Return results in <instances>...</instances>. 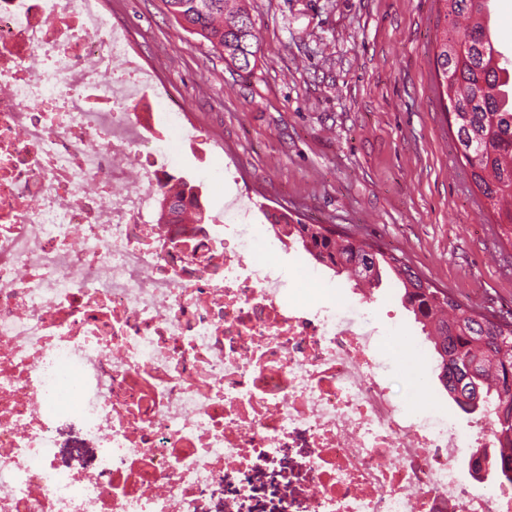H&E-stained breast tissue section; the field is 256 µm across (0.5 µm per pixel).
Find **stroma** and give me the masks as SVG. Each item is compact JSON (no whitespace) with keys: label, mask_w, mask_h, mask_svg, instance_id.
Masks as SVG:
<instances>
[{"label":"stroma","mask_w":512,"mask_h":512,"mask_svg":"<svg viewBox=\"0 0 512 512\" xmlns=\"http://www.w3.org/2000/svg\"><path fill=\"white\" fill-rule=\"evenodd\" d=\"M104 7L210 137V159L197 167L170 131L175 175L199 186L207 211L230 195L249 202L261 225L253 257L282 260L295 300L343 308L355 296L300 245L282 253L268 217L286 209L380 244L462 302L512 313V244L498 240L435 87L437 0H246L259 38L248 74L184 30L163 0ZM401 295L388 280L366 303L392 394L407 407L447 404L469 435L470 416L440 385L433 347Z\"/></svg>","instance_id":"obj_1"}]
</instances>
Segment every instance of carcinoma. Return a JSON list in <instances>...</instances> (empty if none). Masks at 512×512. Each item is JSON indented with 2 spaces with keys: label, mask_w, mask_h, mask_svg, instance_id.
<instances>
[{
  "label": "carcinoma",
  "mask_w": 512,
  "mask_h": 512,
  "mask_svg": "<svg viewBox=\"0 0 512 512\" xmlns=\"http://www.w3.org/2000/svg\"><path fill=\"white\" fill-rule=\"evenodd\" d=\"M168 12L190 33L210 43L224 61L251 71L258 37L247 9L231 0H164ZM447 26L436 37L434 66L438 86L453 113L456 151L465 160L472 184L493 211L501 234L512 242V80L509 94L493 63V37L480 16L487 0H437ZM181 191L164 198L176 217L198 205L197 187L180 180ZM278 236L298 243L318 264L359 287L378 288L386 275L402 285L401 301L432 342L438 381L465 413L478 411L488 399L508 407L501 417L490 413L492 451L476 448V460L491 461L512 482V321L484 313L433 287L402 258L381 247L342 236L333 225L307 224L287 212L272 215Z\"/></svg>",
  "instance_id": "cac0c4a2"
}]
</instances>
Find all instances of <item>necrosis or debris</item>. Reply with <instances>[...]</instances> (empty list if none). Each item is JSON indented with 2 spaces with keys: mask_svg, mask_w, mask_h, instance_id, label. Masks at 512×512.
I'll return each mask as SVG.
<instances>
[{
  "mask_svg": "<svg viewBox=\"0 0 512 512\" xmlns=\"http://www.w3.org/2000/svg\"><path fill=\"white\" fill-rule=\"evenodd\" d=\"M168 97L102 0H0V512H512L457 474L487 420L400 407L378 327L292 303L241 197L159 222Z\"/></svg>",
  "mask_w": 512,
  "mask_h": 512,
  "instance_id": "obj_1",
  "label": "necrosis or debris"
}]
</instances>
